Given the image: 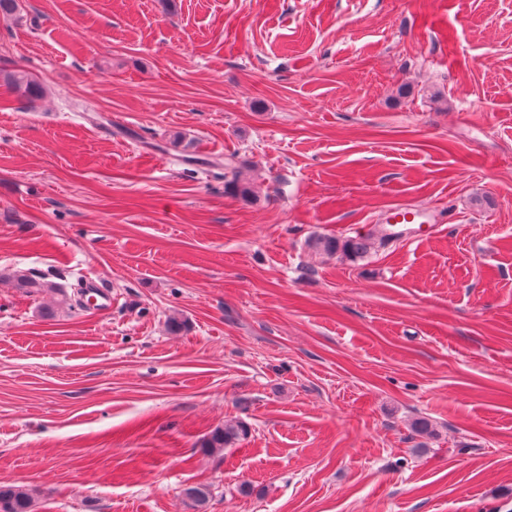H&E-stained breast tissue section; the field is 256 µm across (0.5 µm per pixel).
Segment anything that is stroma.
Wrapping results in <instances>:
<instances>
[{"label":"stroma","mask_w":512,"mask_h":512,"mask_svg":"<svg viewBox=\"0 0 512 512\" xmlns=\"http://www.w3.org/2000/svg\"><path fill=\"white\" fill-rule=\"evenodd\" d=\"M14 66L45 95L0 85V486L33 512H193L201 485L207 512H512V0H21ZM399 203L450 220L307 245ZM228 420L247 436L206 448ZM376 244L377 240L373 235L359 236L345 240L333 236H319L311 241V246L316 251L330 255L340 252L353 260L364 258L376 247Z\"/></svg>","instance_id":"stroma-1"}]
</instances>
